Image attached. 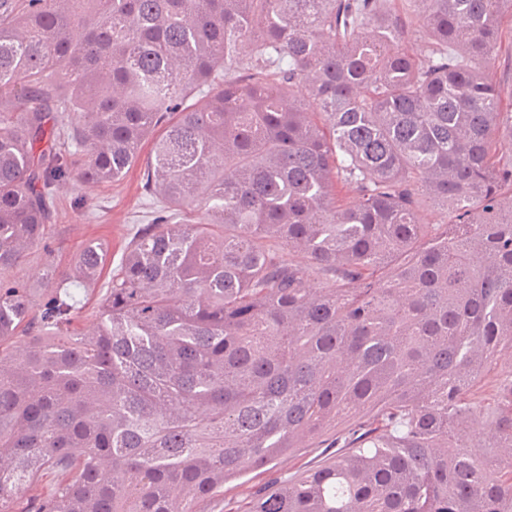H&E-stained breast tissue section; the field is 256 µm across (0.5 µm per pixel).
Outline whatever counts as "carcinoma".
<instances>
[{
	"label": "carcinoma",
	"mask_w": 512,
	"mask_h": 512,
	"mask_svg": "<svg viewBox=\"0 0 512 512\" xmlns=\"http://www.w3.org/2000/svg\"><path fill=\"white\" fill-rule=\"evenodd\" d=\"M408 6L0 0V273L52 253L72 181L140 166L156 203L92 329L67 287L104 244L47 261L38 303L0 282V512H214L357 417L242 512H512V0ZM499 66L493 71L501 86L502 106L509 109L512 104V15H504L501 21V41L498 48ZM509 58L508 68L505 61ZM335 446V447H334ZM349 448H336L331 440L320 444L319 448H299L293 454L285 456L274 468L252 472L246 476L224 484V511L223 500L215 512H240L242 506L250 497L252 491L258 486L272 481H282L291 476L315 469L330 457L337 456Z\"/></svg>",
	"instance_id": "obj_1"
}]
</instances>
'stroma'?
<instances>
[{
	"label": "stroma",
	"mask_w": 512,
	"mask_h": 512,
	"mask_svg": "<svg viewBox=\"0 0 512 512\" xmlns=\"http://www.w3.org/2000/svg\"><path fill=\"white\" fill-rule=\"evenodd\" d=\"M79 197L88 200L89 209L76 210L74 201ZM150 218L149 198L143 190L140 169H131L125 177L112 183L74 182L61 187L56 199V221L48 230L57 270L68 273L75 254L85 243L97 239L108 242L111 262L119 264L137 226L148 223ZM339 453V448L330 443L300 448L274 468L225 483L224 512H240L256 487L315 469Z\"/></svg>",
	"instance_id": "stroma-1"
}]
</instances>
